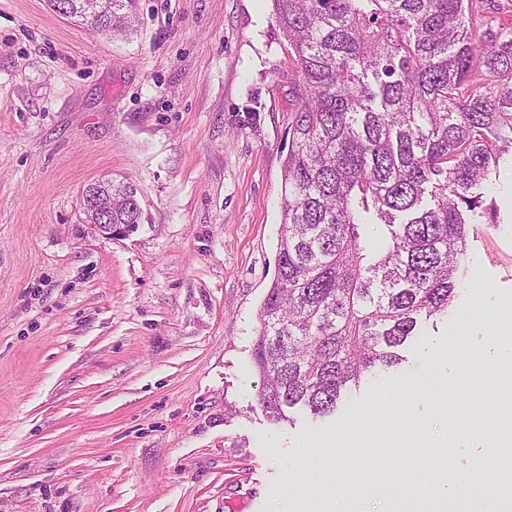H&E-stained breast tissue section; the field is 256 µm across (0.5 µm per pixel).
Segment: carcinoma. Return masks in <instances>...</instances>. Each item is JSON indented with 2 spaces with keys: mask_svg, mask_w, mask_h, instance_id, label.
<instances>
[{
  "mask_svg": "<svg viewBox=\"0 0 512 512\" xmlns=\"http://www.w3.org/2000/svg\"><path fill=\"white\" fill-rule=\"evenodd\" d=\"M296 68L278 270L252 358L274 421L403 362L448 316L481 184L512 155V23L498 0H272ZM124 32L136 0H48ZM102 216L141 224L135 187L95 182Z\"/></svg>",
  "mask_w": 512,
  "mask_h": 512,
  "instance_id": "cac0c4a2",
  "label": "carcinoma"
}]
</instances>
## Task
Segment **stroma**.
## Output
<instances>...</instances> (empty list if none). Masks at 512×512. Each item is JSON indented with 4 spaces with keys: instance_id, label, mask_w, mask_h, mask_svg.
Returning a JSON list of instances; mask_svg holds the SVG:
<instances>
[{
    "instance_id": "35a3bbf8",
    "label": "stroma",
    "mask_w": 512,
    "mask_h": 512,
    "mask_svg": "<svg viewBox=\"0 0 512 512\" xmlns=\"http://www.w3.org/2000/svg\"><path fill=\"white\" fill-rule=\"evenodd\" d=\"M293 75L271 0H137L124 35L0 0V512H396L431 498L445 457L469 477L451 512H512V447L483 422L512 317L511 160L447 319L335 416L267 418L252 348ZM106 178L143 210L119 239L79 206ZM452 332L474 380L415 389L457 365ZM389 387L402 411L382 407ZM316 452L326 474L303 485Z\"/></svg>"
}]
</instances>
